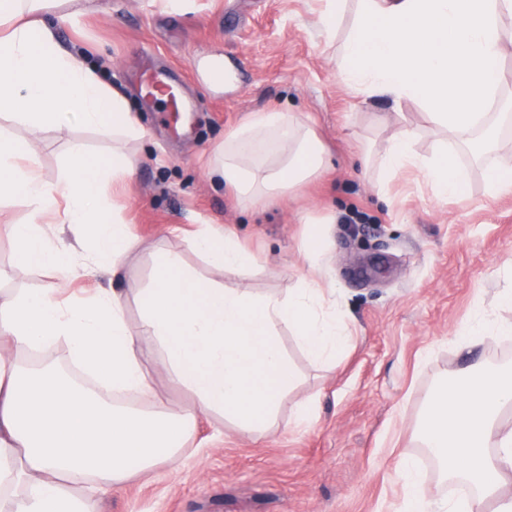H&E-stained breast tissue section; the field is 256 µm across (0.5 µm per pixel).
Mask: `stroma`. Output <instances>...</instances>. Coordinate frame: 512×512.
I'll return each instance as SVG.
<instances>
[{
    "mask_svg": "<svg viewBox=\"0 0 512 512\" xmlns=\"http://www.w3.org/2000/svg\"><path fill=\"white\" fill-rule=\"evenodd\" d=\"M325 0H190L182 11L161 0H97L96 10L63 24L59 41L95 62L130 99L146 135L126 144L133 177L108 189L141 239L118 276L100 271L73 283L128 298L127 321L140 320L138 299L150 284L152 254L171 247L188 265L226 286L287 293L304 270L302 247L311 217L324 219L319 268L336 287L351 336L335 367L313 362L291 331L281 344L299 379L282 401L277 425L247 436L226 421L199 418L177 463L130 480L118 494L98 495L91 512H399L401 458L416 457L429 393L453 376L467 353L452 343L475 309L512 322L499 292L512 265V192L488 195L486 169L459 154L469 172L465 196L437 200L429 185L402 173L387 185L361 173L365 143L381 148L404 123L419 131L417 152L445 140L415 102L394 107L355 96L336 81V45L319 34ZM220 51L236 69L234 90L215 95L196 76L198 56ZM165 77L197 107L188 129L141 94ZM295 111L331 155L323 177L272 206L242 202L209 175L214 151L252 113ZM28 140L42 174L53 180L68 141L104 160L112 137L72 123L67 134L37 137L0 118V134ZM233 231L256 258L236 273L208 266L192 246L199 224ZM5 285L49 288L56 274L15 264L0 236ZM311 400L318 417L291 426L293 407Z\"/></svg>",
    "mask_w": 512,
    "mask_h": 512,
    "instance_id": "obj_1",
    "label": "stroma"
}]
</instances>
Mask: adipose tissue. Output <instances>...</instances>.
Wrapping results in <instances>:
<instances>
[{
    "label": "adipose tissue",
    "instance_id": "obj_1",
    "mask_svg": "<svg viewBox=\"0 0 512 512\" xmlns=\"http://www.w3.org/2000/svg\"><path fill=\"white\" fill-rule=\"evenodd\" d=\"M91 0H0V111L42 133L70 121L111 131L112 158L99 160L72 144L56 181L42 178L26 142L0 137V200L26 210L25 222L0 224L17 262L53 269L54 287L0 289V512H88L101 490L120 491L132 477L175 458L199 416L232 421L252 434L276 419L296 381L280 344L279 326L292 330L315 363L333 366L347 344V326L318 271L323 235L313 219L302 255L307 266L287 294H250L189 270L180 253L155 258L149 288L139 299L137 327L126 320L127 299L112 288L85 298L67 296L70 283L101 264L121 268L140 246L120 206L103 197L106 181L131 178L135 161L126 140L145 131L127 96L112 88L76 52L62 46L60 25L87 11ZM512 0H357L341 45L336 79L354 95L416 101L431 123L448 133L434 155L414 148L416 132L401 126L380 152L364 151L363 171L389 180L411 171L442 200L459 198L469 173L457 146L493 136L497 91L504 79L502 47L512 42ZM328 151L315 131L290 111H260L224 139L211 176L254 204L323 176ZM57 214L59 230L45 222ZM73 237H66L65 229ZM197 251L223 270L255 259L224 230L201 225ZM512 322L482 310L457 332L473 349L486 339L511 336ZM66 345L69 358L97 381L67 379L42 353ZM161 358L170 387L188 392L171 408L155 402L141 411L118 406L111 392L153 393L145 366ZM512 365L471 359L429 398L420 429L423 447L445 473L474 489L462 500L434 501L411 458L397 474L405 512H512V497L497 488L512 474ZM83 483L74 494L73 483Z\"/></svg>",
    "mask_w": 512,
    "mask_h": 512
}]
</instances>
